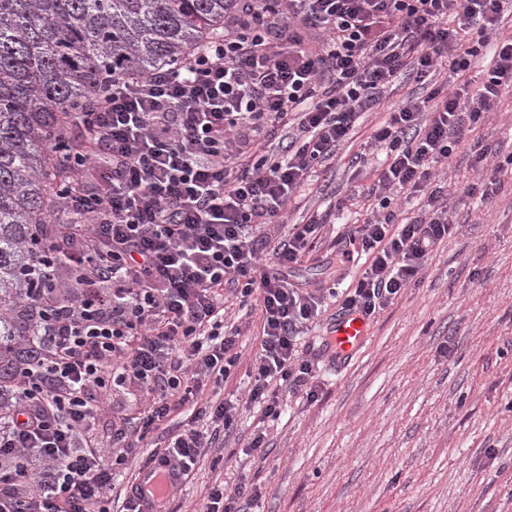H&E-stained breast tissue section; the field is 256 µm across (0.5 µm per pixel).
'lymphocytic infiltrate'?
Segmentation results:
<instances>
[{
  "label": "lymphocytic infiltrate",
  "mask_w": 512,
  "mask_h": 512,
  "mask_svg": "<svg viewBox=\"0 0 512 512\" xmlns=\"http://www.w3.org/2000/svg\"><path fill=\"white\" fill-rule=\"evenodd\" d=\"M512 0H234L224 33L177 68L100 75L75 113L86 148L72 155L65 210L84 221L65 232L63 261L38 262L44 288L19 306L29 361L0 388V512H110L106 501L131 460L169 489L144 499L124 489L121 512H178L174 488L233 432L241 405L276 421L291 394L316 401L321 383L300 348L327 299L372 319L418 280L459 227L438 180L460 146L472 170L467 196L495 198L512 154L465 143L512 94V37L497 40L479 81L466 79ZM448 68L459 82L391 112L370 135L384 151L368 196L376 206L342 232L336 260L362 263L352 288L306 290L288 272L318 240L323 220L268 232L289 197L329 160L405 69ZM424 199L402 222L398 194ZM67 275V288L58 278ZM258 312L262 341L246 401L225 398L240 347L224 298ZM134 384L148 409L99 430L102 395ZM191 413L149 447L171 413ZM260 485L213 486L198 512H249Z\"/></svg>",
  "instance_id": "f902f5d3"
}]
</instances>
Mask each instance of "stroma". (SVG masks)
Segmentation results:
<instances>
[{"label": "stroma", "instance_id": "stroma-1", "mask_svg": "<svg viewBox=\"0 0 512 512\" xmlns=\"http://www.w3.org/2000/svg\"><path fill=\"white\" fill-rule=\"evenodd\" d=\"M430 90L403 71L380 108L365 113L350 140L293 195L286 223L316 214L330 222L291 269V282L349 284L356 269L337 264L334 244L343 225L365 220L361 192L375 179L355 157L385 113ZM477 133L499 155L511 154L512 99L488 113ZM442 175L459 231L418 285L377 313L367 340L340 360L320 347L340 316L328 305L304 337L319 366L317 401L290 396L265 448L251 456L242 448L257 411H242L235 431L179 491L182 512H194L213 484L242 480L262 487L257 512H512V175L489 203L462 193L474 179L465 152ZM350 193L353 205L337 210V199ZM228 312L244 329L224 394L243 397L261 327L257 315L234 305Z\"/></svg>", "mask_w": 512, "mask_h": 512}]
</instances>
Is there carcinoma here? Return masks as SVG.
<instances>
[{
	"mask_svg": "<svg viewBox=\"0 0 512 512\" xmlns=\"http://www.w3.org/2000/svg\"><path fill=\"white\" fill-rule=\"evenodd\" d=\"M233 0H0V305L14 307L32 288V267L67 217L44 234L71 170L52 141L70 126L105 71L175 67L224 34Z\"/></svg>",
	"mask_w": 512,
	"mask_h": 512,
	"instance_id": "carcinoma-1",
	"label": "carcinoma"
}]
</instances>
